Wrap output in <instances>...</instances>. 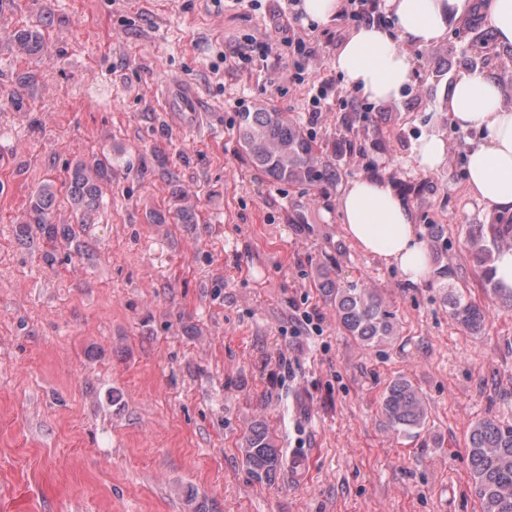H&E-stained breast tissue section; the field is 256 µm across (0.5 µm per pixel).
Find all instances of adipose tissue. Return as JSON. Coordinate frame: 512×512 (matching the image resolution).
Listing matches in <instances>:
<instances>
[{
    "mask_svg": "<svg viewBox=\"0 0 512 512\" xmlns=\"http://www.w3.org/2000/svg\"><path fill=\"white\" fill-rule=\"evenodd\" d=\"M398 22V36L378 26L354 30L333 65L352 89L375 101L399 98L411 80L409 51L439 43L450 19L461 17L471 0H386ZM448 118L460 131H479L467 152V189L489 209L512 213V108L477 69L459 72L448 94ZM344 236L359 251L395 267L416 285L431 274L430 256L412 213L384 178L350 180L337 202Z\"/></svg>",
    "mask_w": 512,
    "mask_h": 512,
    "instance_id": "obj_1",
    "label": "adipose tissue"
}]
</instances>
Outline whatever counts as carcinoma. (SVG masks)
<instances>
[{
  "label": "carcinoma",
  "instance_id": "1",
  "mask_svg": "<svg viewBox=\"0 0 512 512\" xmlns=\"http://www.w3.org/2000/svg\"><path fill=\"white\" fill-rule=\"evenodd\" d=\"M14 37L29 56L43 51L45 37L37 27L20 29ZM238 136L251 164L276 182L325 187L336 180L334 163L317 156L311 134L281 112L257 108L240 113ZM110 182L112 164L106 159L69 165L62 180L50 179L35 191L21 223L34 224L47 236H55L53 213L58 195L62 194L70 206L73 223L93 224L104 208L103 189ZM466 244L490 298L511 310L512 292L506 293L498 287L492 264L496 253L504 248L512 249V217L469 225ZM320 288L333 303L337 320L347 335L367 346L393 335L392 315L380 294L369 285L342 283L327 269L321 275ZM447 302L451 318L460 327L472 335L483 331L486 321L483 308L468 300L462 290L449 294ZM382 410L389 426L398 433L408 434L426 426V406L408 379L397 378L387 386ZM242 457L258 481L271 479L282 463L280 449L261 422L250 427ZM468 460L482 512H512V422L477 421L468 436Z\"/></svg>",
  "mask_w": 512,
  "mask_h": 512
}]
</instances>
